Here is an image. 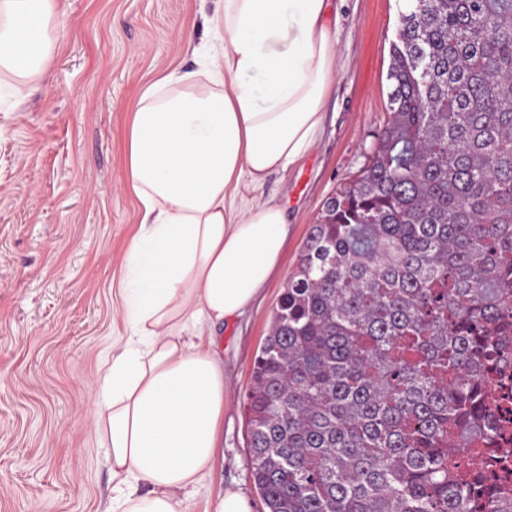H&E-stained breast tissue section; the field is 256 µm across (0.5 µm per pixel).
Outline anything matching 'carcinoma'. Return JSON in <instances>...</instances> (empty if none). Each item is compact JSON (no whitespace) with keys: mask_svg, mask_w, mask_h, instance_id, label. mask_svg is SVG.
<instances>
[{"mask_svg":"<svg viewBox=\"0 0 512 512\" xmlns=\"http://www.w3.org/2000/svg\"><path fill=\"white\" fill-rule=\"evenodd\" d=\"M398 35L390 119L254 361L268 512H512V393L489 390L512 358V0H404Z\"/></svg>","mask_w":512,"mask_h":512,"instance_id":"carcinoma-1","label":"carcinoma"}]
</instances>
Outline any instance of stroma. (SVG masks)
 <instances>
[{"mask_svg":"<svg viewBox=\"0 0 512 512\" xmlns=\"http://www.w3.org/2000/svg\"><path fill=\"white\" fill-rule=\"evenodd\" d=\"M217 0H58L57 53L24 83L0 72V512H105L112 495L95 432L100 369L124 336L120 288L140 206L124 171L128 107L158 74L196 67ZM403 0H346L336 80L319 142L270 175L286 205L283 260L221 333L227 392L214 469L189 512L226 489L267 512L247 465L244 402L254 360L303 242L328 197L367 162L389 119L387 70Z\"/></svg>","mask_w":512,"mask_h":512,"instance_id":"obj_1","label":"stroma"}]
</instances>
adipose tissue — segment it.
<instances>
[{
    "label": "adipose tissue",
    "mask_w": 512,
    "mask_h": 512,
    "mask_svg": "<svg viewBox=\"0 0 512 512\" xmlns=\"http://www.w3.org/2000/svg\"><path fill=\"white\" fill-rule=\"evenodd\" d=\"M195 71L131 106L125 175L139 202L122 290L127 334L98 383L96 432L112 512H188L213 469L224 362L194 335L242 315L280 262L284 208L270 173L315 149L336 79L333 0H221ZM57 0H0V69L40 78Z\"/></svg>",
    "instance_id": "adipose-tissue-1"
}]
</instances>
